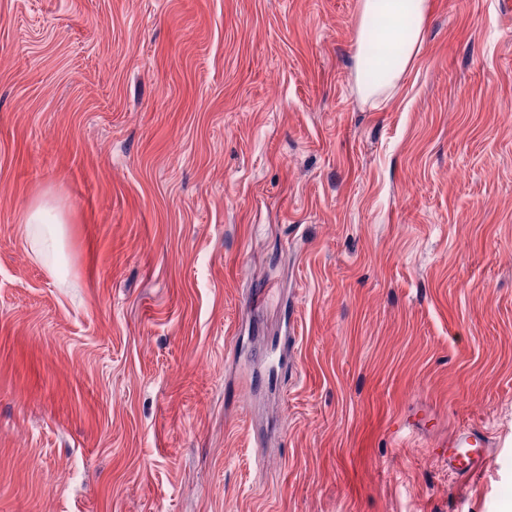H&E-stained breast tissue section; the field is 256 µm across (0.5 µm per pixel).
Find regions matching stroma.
<instances>
[{
  "instance_id": "stroma-1",
  "label": "stroma",
  "mask_w": 512,
  "mask_h": 512,
  "mask_svg": "<svg viewBox=\"0 0 512 512\" xmlns=\"http://www.w3.org/2000/svg\"><path fill=\"white\" fill-rule=\"evenodd\" d=\"M357 16L0 0V512H512V0H430L376 107ZM26 224H48L47 230L42 232L34 244V252L37 257L44 255H58L62 247V233L60 224L53 219L50 211L43 207H36L30 210L25 216ZM432 418L426 413H417L411 417H399L393 421L392 434L398 439L417 436L419 431L432 426ZM491 446L482 427L470 426L454 429L436 448L439 456L448 460V471L459 481H475L483 475Z\"/></svg>"
}]
</instances>
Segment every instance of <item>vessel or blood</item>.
Instances as JSON below:
<instances>
[{
	"instance_id": "b4317fda",
	"label": "vessel or blood",
	"mask_w": 512,
	"mask_h": 512,
	"mask_svg": "<svg viewBox=\"0 0 512 512\" xmlns=\"http://www.w3.org/2000/svg\"><path fill=\"white\" fill-rule=\"evenodd\" d=\"M432 418L422 412L410 417H399L393 422L392 433L403 439L429 429ZM489 440L482 427L470 426L449 432L439 443L440 455L448 461V470L461 482L481 478L488 458Z\"/></svg>"
}]
</instances>
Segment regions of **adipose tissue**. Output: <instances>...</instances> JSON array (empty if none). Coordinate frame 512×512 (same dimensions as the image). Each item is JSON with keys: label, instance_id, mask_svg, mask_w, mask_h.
<instances>
[{"label": "adipose tissue", "instance_id": "ef3b65f1", "mask_svg": "<svg viewBox=\"0 0 512 512\" xmlns=\"http://www.w3.org/2000/svg\"><path fill=\"white\" fill-rule=\"evenodd\" d=\"M428 0H359L356 29L357 90L362 98L375 99L393 87L419 56L423 42ZM377 47L375 63L380 79L363 75L366 50Z\"/></svg>", "mask_w": 512, "mask_h": 512}]
</instances>
